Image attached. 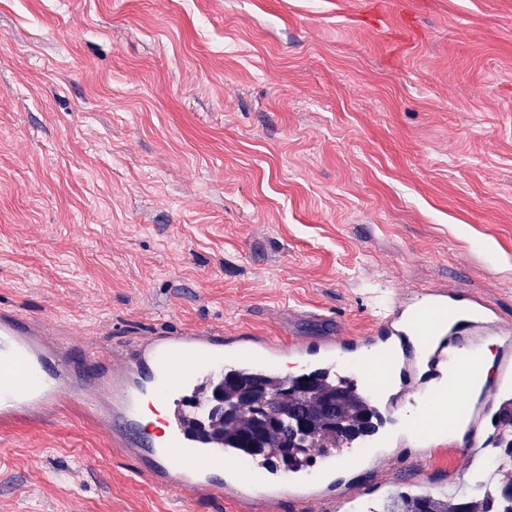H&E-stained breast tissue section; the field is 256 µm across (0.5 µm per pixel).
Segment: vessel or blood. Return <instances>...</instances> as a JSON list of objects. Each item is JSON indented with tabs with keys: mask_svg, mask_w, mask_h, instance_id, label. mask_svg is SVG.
<instances>
[{
	"mask_svg": "<svg viewBox=\"0 0 512 512\" xmlns=\"http://www.w3.org/2000/svg\"><path fill=\"white\" fill-rule=\"evenodd\" d=\"M484 330L503 337L498 369L512 372V326L500 324L493 308L480 298L462 300L447 292H429L391 307L378 331L356 347H345L332 336L285 346L269 336H227L216 329L156 331L114 357L93 352L75 355L37 321L0 308V421L46 417L72 394L138 461L141 475L157 488L189 499L224 495L243 502L257 495L272 503L286 491L295 495L312 488L328 491L326 473L303 483L288 481L269 466L260 483L243 470L225 473L228 451L222 440L194 435L190 423L207 413L209 404L201 391L222 379L225 366L276 377L283 359L311 361L336 374L355 371L360 386L380 403L384 419L404 418L394 447L414 445L437 458L453 447V438L435 441L423 430L424 421L431 416L445 428L456 415H465L471 437L466 453L485 486L496 479L495 471L483 465L488 445L485 407L459 403L464 390L458 383L449 382L446 400L431 386L432 380L447 379L453 362L460 363L471 378L480 376L481 360L466 341ZM361 347L384 353L380 368L357 361ZM149 401L163 410L166 434L145 431L142 410Z\"/></svg>",
	"mask_w": 512,
	"mask_h": 512,
	"instance_id": "1",
	"label": "vessel or blood"
}]
</instances>
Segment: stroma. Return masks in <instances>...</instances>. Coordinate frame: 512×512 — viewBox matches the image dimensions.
Here are the masks:
<instances>
[{
  "label": "stroma",
  "instance_id": "35a3bbf8",
  "mask_svg": "<svg viewBox=\"0 0 512 512\" xmlns=\"http://www.w3.org/2000/svg\"><path fill=\"white\" fill-rule=\"evenodd\" d=\"M431 289L512 324V0H0V308L77 351L373 334ZM182 503L67 402L0 426V512Z\"/></svg>",
  "mask_w": 512,
  "mask_h": 512
}]
</instances>
